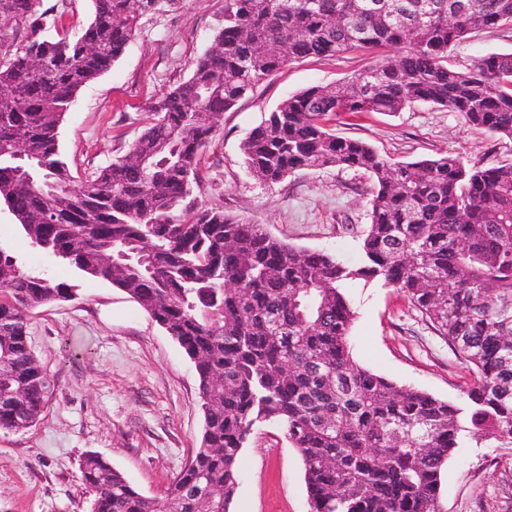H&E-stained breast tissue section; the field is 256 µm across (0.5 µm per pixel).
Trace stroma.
Listing matches in <instances>:
<instances>
[{
	"instance_id": "stroma-1",
	"label": "stroma",
	"mask_w": 512,
	"mask_h": 512,
	"mask_svg": "<svg viewBox=\"0 0 512 512\" xmlns=\"http://www.w3.org/2000/svg\"><path fill=\"white\" fill-rule=\"evenodd\" d=\"M40 6L53 11V37L75 34L92 18L91 0H40ZM223 11L224 0H182L178 10L139 19L124 56L77 93L63 118L59 150L70 168L86 174L127 153L151 122L152 106L190 76ZM510 51L512 29L478 30L455 48L450 62L463 69L476 56ZM366 62L360 51L291 62L224 112L194 188L199 206L265 225L295 247L359 264L370 222L367 175L329 167L271 184L247 169L240 145L289 95L338 84ZM330 127L393 163L444 155L469 167L512 162L511 137L469 128L458 113L425 104L393 114H344ZM0 244L27 269L75 285L77 292L29 316L28 341L50 374L51 394L35 425L0 432V512H90L78 474L91 452L145 495L160 494L199 445L202 412L193 363L127 294L33 248L2 204ZM347 296L358 364L437 398L463 400L471 372L407 298L379 281L355 283ZM238 470L231 512H311L301 456L279 426L255 432ZM441 495L444 512H512V447L465 439L443 470Z\"/></svg>"
}]
</instances>
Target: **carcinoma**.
<instances>
[{"instance_id":"carcinoma-1","label":"carcinoma","mask_w":512,"mask_h":512,"mask_svg":"<svg viewBox=\"0 0 512 512\" xmlns=\"http://www.w3.org/2000/svg\"><path fill=\"white\" fill-rule=\"evenodd\" d=\"M182 0H93L73 36L38 0H0V202L18 231L81 275L121 289L193 361L204 428L199 448L154 497L104 457L79 479L91 512H231L238 461L266 424L299 451L312 512H443L441 476L463 436L512 446V163L466 167L452 155L391 163L338 137L340 112L428 104L471 128L512 137V52L458 70L454 48L482 29L512 28V0H224V15L191 76L153 107L129 151L84 176L61 159L59 127L80 89L118 62L148 12ZM369 53L334 87L283 100L241 143L248 169L278 183L345 167L373 190L363 261L296 248L193 199L215 119L286 63ZM29 146L30 165L16 157ZM381 280L402 292L472 372L462 407L358 365L350 350L349 285ZM73 288L29 271L0 246V431L35 423L50 376L27 338L29 312Z\"/></svg>"}]
</instances>
